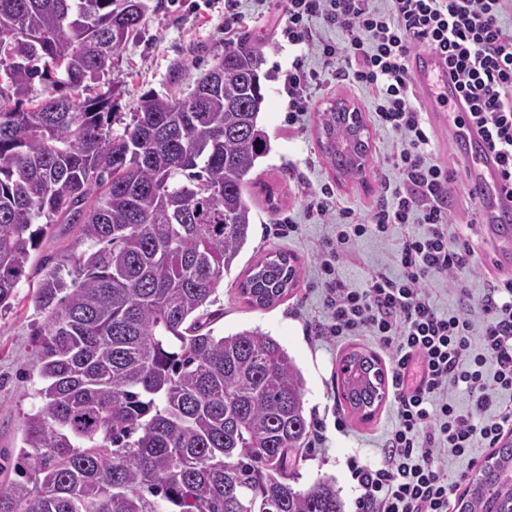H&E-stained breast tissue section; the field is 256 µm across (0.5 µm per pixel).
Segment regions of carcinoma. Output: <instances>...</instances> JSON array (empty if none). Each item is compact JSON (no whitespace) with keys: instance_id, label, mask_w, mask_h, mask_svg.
I'll list each match as a JSON object with an SVG mask.
<instances>
[{"instance_id":"carcinoma-1","label":"carcinoma","mask_w":512,"mask_h":512,"mask_svg":"<svg viewBox=\"0 0 512 512\" xmlns=\"http://www.w3.org/2000/svg\"><path fill=\"white\" fill-rule=\"evenodd\" d=\"M144 0H0V312L55 224L90 249L70 279L42 261L33 361L41 406L24 420L0 512H344L332 478L293 485L308 423L304 379L259 330L209 328L253 224L243 187L268 152L262 50L248 33L186 94L142 96L112 134L109 88L86 94L139 35ZM338 167L352 132L320 122ZM266 255L238 284L255 308L297 287ZM341 396L382 402L378 361L350 354ZM454 512H512V446L496 448Z\"/></svg>"}]
</instances>
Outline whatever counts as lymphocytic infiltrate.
Returning a JSON list of instances; mask_svg holds the SVG:
<instances>
[{"label":"lymphocytic infiltrate","mask_w":512,"mask_h":512,"mask_svg":"<svg viewBox=\"0 0 512 512\" xmlns=\"http://www.w3.org/2000/svg\"><path fill=\"white\" fill-rule=\"evenodd\" d=\"M339 32L322 37L321 28ZM280 33L296 55L283 73L288 123L311 108L318 53L333 76L368 89L375 123L391 132L388 157L395 180L367 214L335 209L334 191L321 186L308 200L310 216L340 220L320 252L327 317L319 335L340 342L373 337L389 354L397 422L375 464L351 461L360 512H449L459 483L448 459L474 465L475 449L493 447L512 427V279L491 282L480 318L442 310L429 291L433 278L459 284L475 267V249L451 220L454 173L436 159L425 113L415 97L407 61L436 49L448 58L470 105L469 117L499 156L512 183V0H288ZM419 225L402 235L391 268L364 286L348 283L341 265L354 244L384 239L395 227ZM464 390L466 404L452 399Z\"/></svg>","instance_id":"1"}]
</instances>
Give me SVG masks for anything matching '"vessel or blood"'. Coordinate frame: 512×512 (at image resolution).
<instances>
[{"mask_svg":"<svg viewBox=\"0 0 512 512\" xmlns=\"http://www.w3.org/2000/svg\"><path fill=\"white\" fill-rule=\"evenodd\" d=\"M408 68L417 98L434 131L454 132L456 157L463 162V182L478 206V220L492 245L493 266H512V187L503 179L497 155L485 137L464 119L468 105L440 52L411 55Z\"/></svg>","mask_w":512,"mask_h":512,"instance_id":"1","label":"vessel or blood"}]
</instances>
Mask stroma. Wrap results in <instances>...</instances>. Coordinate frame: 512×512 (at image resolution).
Instances as JSON below:
<instances>
[{
	"label": "stroma",
	"instance_id": "obj_1",
	"mask_svg": "<svg viewBox=\"0 0 512 512\" xmlns=\"http://www.w3.org/2000/svg\"><path fill=\"white\" fill-rule=\"evenodd\" d=\"M149 6L141 33L114 53L106 77L116 89V116L112 120L116 134L130 123L145 93L187 92L193 79L224 54V0H149ZM286 6V0H240L237 7L241 14L238 31L250 32L266 59L265 101L259 120L269 138L270 151L259 159L243 189L254 222L246 245L224 277L218 302L222 313L211 327L218 336L260 330L277 340L294 360L304 378L305 417L310 431L295 468L298 485L305 488L320 478H335L344 512H356L358 493L346 461L354 456L363 463L377 462L397 412L388 396L368 418L352 413L343 404L339 366L344 357L359 351L375 355L383 364L388 357L386 350L367 336L338 344L317 335L316 325L324 316L325 291L315 249L332 235L333 228L312 223L306 203L308 194L328 185L342 205L368 211L383 179L392 175L385 163L392 138L372 125L365 179L337 183L318 143L320 113L333 101L346 99L365 120L371 121L373 114L368 92L331 79L315 89L311 110L300 128L289 131L287 99L280 89L281 70L288 64L290 51L276 31V20ZM283 218L297 224L296 235L276 233L275 226ZM87 247L77 226L54 225L32 253L29 278L18 285L10 310L0 313V482L13 478L6 458L22 444L26 414L41 403L43 381L33 364L34 330L44 322L33 297V288L43 275L41 260L50 257L68 272L74 258ZM390 249V243L371 238L358 242L353 260L345 265V275L355 286H363L372 270L388 265ZM279 250L295 257L301 271L299 285L269 308H251L238 294L237 283L255 262Z\"/></svg>",
	"mask_w": 512,
	"mask_h": 512
}]
</instances>
